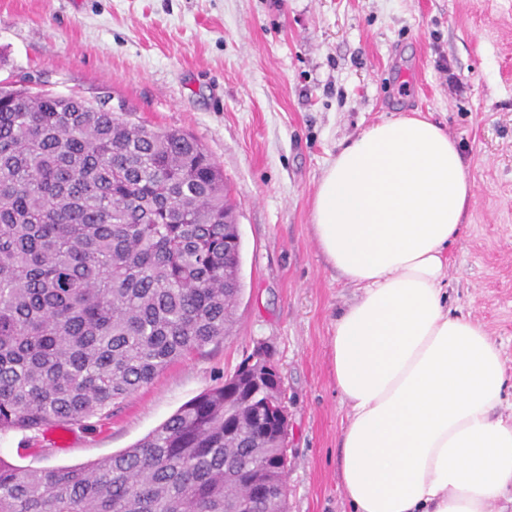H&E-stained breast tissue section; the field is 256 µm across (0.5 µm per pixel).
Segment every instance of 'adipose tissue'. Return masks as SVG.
<instances>
[{
    "label": "adipose tissue",
    "instance_id": "obj_1",
    "mask_svg": "<svg viewBox=\"0 0 512 512\" xmlns=\"http://www.w3.org/2000/svg\"><path fill=\"white\" fill-rule=\"evenodd\" d=\"M473 200L457 145L418 116L363 130L316 186L313 235L360 291L330 341L350 512H490L512 486L500 348L448 309V247Z\"/></svg>",
    "mask_w": 512,
    "mask_h": 512
}]
</instances>
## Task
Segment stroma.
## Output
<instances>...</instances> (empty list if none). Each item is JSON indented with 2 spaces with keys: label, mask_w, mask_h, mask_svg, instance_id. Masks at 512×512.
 I'll return each mask as SVG.
<instances>
[{
  "label": "stroma",
  "mask_w": 512,
  "mask_h": 512,
  "mask_svg": "<svg viewBox=\"0 0 512 512\" xmlns=\"http://www.w3.org/2000/svg\"><path fill=\"white\" fill-rule=\"evenodd\" d=\"M24 78L195 137L236 206L242 292L224 341L88 426L1 433L0 458L74 467L120 452L263 341L284 378L288 512H348L330 339L359 291L322 256L311 198L363 129L416 112L456 142L474 184L448 307L488 331L512 375V0H0V82Z\"/></svg>",
  "instance_id": "stroma-1"
}]
</instances>
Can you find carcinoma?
Masks as SVG:
<instances>
[{
	"label": "carcinoma",
	"mask_w": 512,
	"mask_h": 512,
	"mask_svg": "<svg viewBox=\"0 0 512 512\" xmlns=\"http://www.w3.org/2000/svg\"><path fill=\"white\" fill-rule=\"evenodd\" d=\"M224 175L194 137L73 95L0 87V432L93 417L229 335L242 288ZM216 386L134 446L78 467L0 459V512H287L251 421Z\"/></svg>",
	"instance_id": "cac0c4a2"
}]
</instances>
